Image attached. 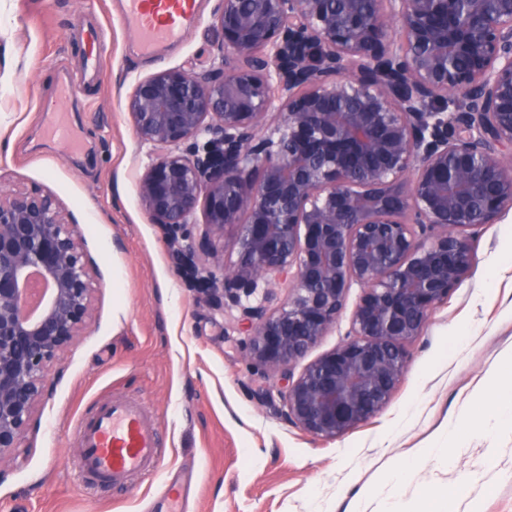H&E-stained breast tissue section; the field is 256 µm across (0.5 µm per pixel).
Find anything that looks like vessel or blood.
Here are the masks:
<instances>
[{
    "label": "vessel or blood",
    "instance_id": "obj_1",
    "mask_svg": "<svg viewBox=\"0 0 512 512\" xmlns=\"http://www.w3.org/2000/svg\"><path fill=\"white\" fill-rule=\"evenodd\" d=\"M195 14L196 0H125L123 19L137 32L141 49L150 52L179 40ZM49 133L64 149L76 148L61 113L53 114ZM78 433L81 472L115 486L133 475L158 471L165 460L152 418L126 401H110L93 416L80 419Z\"/></svg>",
    "mask_w": 512,
    "mask_h": 512
}]
</instances>
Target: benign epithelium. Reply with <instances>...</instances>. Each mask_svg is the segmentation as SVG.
<instances>
[{"label":"benign epithelium","mask_w":512,"mask_h":512,"mask_svg":"<svg viewBox=\"0 0 512 512\" xmlns=\"http://www.w3.org/2000/svg\"><path fill=\"white\" fill-rule=\"evenodd\" d=\"M213 24L218 66L127 99L154 150L139 200L204 301L288 286L271 313L243 308L249 355L287 381L288 421L333 439L389 401L470 270L469 230L512 210V0H219ZM229 226L238 260L217 273ZM354 284L346 340L294 375ZM91 315L77 225L47 191L0 187V464Z\"/></svg>","instance_id":"obj_1"}]
</instances>
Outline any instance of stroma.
<instances>
[{"label":"stroma","instance_id":"obj_1","mask_svg":"<svg viewBox=\"0 0 512 512\" xmlns=\"http://www.w3.org/2000/svg\"><path fill=\"white\" fill-rule=\"evenodd\" d=\"M218 0H198L179 41L144 53L122 21V0H0V185L51 190L92 261L93 312L56 365L51 396L0 467V512H156L162 486L188 484L184 512H357L369 489L392 512H512V431L499 429L498 381L512 350V212L474 229L471 269L407 343L404 377L381 412L333 439L288 422L280 375L247 354L239 307L204 303L143 210L137 184L153 156L126 101L150 74L196 72L218 55ZM101 27L100 82L86 81L76 19ZM82 84L57 98L59 79ZM62 109L78 149L47 131ZM361 290L295 364L302 371L350 329ZM123 399L142 406L165 439L150 481L89 486L77 466L76 422ZM490 428L459 438L443 463L437 432L467 408Z\"/></svg>","mask_w":512,"mask_h":512}]
</instances>
